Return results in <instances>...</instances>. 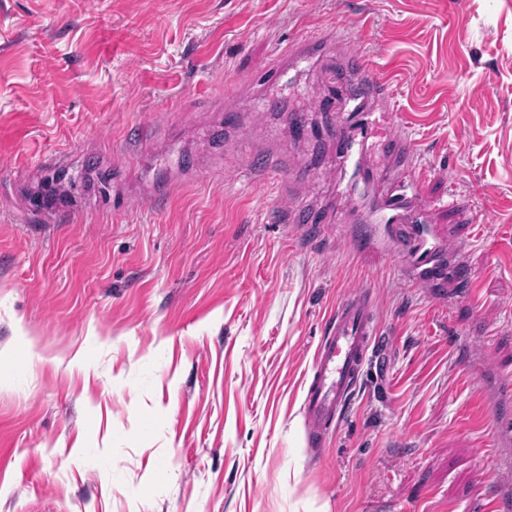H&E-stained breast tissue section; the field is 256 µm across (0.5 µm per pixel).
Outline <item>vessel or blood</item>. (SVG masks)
Wrapping results in <instances>:
<instances>
[{"label":"vessel or blood","mask_w":512,"mask_h":512,"mask_svg":"<svg viewBox=\"0 0 512 512\" xmlns=\"http://www.w3.org/2000/svg\"><path fill=\"white\" fill-rule=\"evenodd\" d=\"M353 68L359 89L352 95L351 116L361 117L364 103L369 99L380 103L385 111H395L391 85L382 70L361 55L354 57ZM390 141L392 149L388 162L396 173L392 179L393 187L383 202L381 221L412 227L411 234L394 238L391 256L409 254L417 271L414 281L420 285H436L450 276L467 277L468 272L461 263H447V240L431 235L420 224L422 206L415 193V180L407 175L413 157L411 142L398 132L391 135ZM368 150L366 135L344 137L338 146L336 161L342 170L352 171L358 179L372 185L380 179L382 171L366 166ZM247 173L252 179L272 178L282 185L288 180L285 172L269 159L254 163ZM377 335L371 297L358 292L342 299L316 348L310 382L304 393L303 413L310 435H326L339 425L365 374L377 365L374 355ZM496 400L492 414L493 439L495 447L499 448L512 443L511 376L500 378Z\"/></svg>","instance_id":"vessel-or-blood-1"}]
</instances>
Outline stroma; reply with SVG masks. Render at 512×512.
<instances>
[{
    "mask_svg": "<svg viewBox=\"0 0 512 512\" xmlns=\"http://www.w3.org/2000/svg\"><path fill=\"white\" fill-rule=\"evenodd\" d=\"M355 54L475 286L353 246L389 238L327 121ZM269 154L286 190L244 173ZM355 291L383 375L319 446L303 386ZM474 366L512 375V0H0V512H483L512 447ZM353 69L358 83L357 87H361L362 90L353 92L352 105L347 118L350 116L362 117L364 115L362 112H366L364 103L370 98L380 103L384 112H394L396 103L392 97L391 85L382 70L361 55L353 57Z\"/></svg>",
    "mask_w": 512,
    "mask_h": 512,
    "instance_id": "1",
    "label": "stroma"
}]
</instances>
